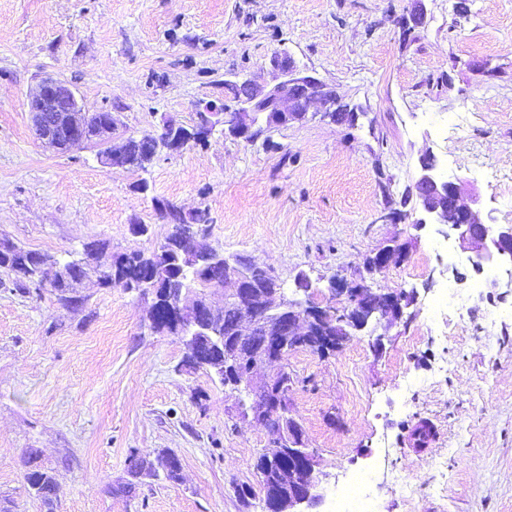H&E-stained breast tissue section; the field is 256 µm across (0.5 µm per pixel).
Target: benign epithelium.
Returning a JSON list of instances; mask_svg holds the SVG:
<instances>
[{
  "label": "benign epithelium",
  "instance_id": "benign-epithelium-1",
  "mask_svg": "<svg viewBox=\"0 0 512 512\" xmlns=\"http://www.w3.org/2000/svg\"><path fill=\"white\" fill-rule=\"evenodd\" d=\"M275 74V83H259L238 73L227 74L224 84L233 94L208 101L197 108L194 139L209 138L219 125L233 131L236 139H246L257 125L259 117L271 116L268 128L285 127L306 119L310 103L320 104L322 116L330 122L358 118L357 108L336 100V91L325 82L309 75L297 66L288 49L274 51L268 60ZM26 110L31 116L34 138L58 152H69L90 143L101 150L97 160L107 166L129 165L130 153L151 162L162 154L181 149L185 140L180 125L167 122L159 134L129 135L114 144L116 122L113 116L102 118L97 132L90 133L85 125L87 109L72 87L61 79L46 77L27 98ZM437 160L428 154L421 160V171L414 184L416 207L424 217L416 220L420 227L430 218L436 224H446L469 250L474 269L495 258L512 261V224H493L485 220L480 208L461 204L464 181H443L434 171ZM166 217L180 225L179 237L189 247L187 267L203 262L221 270L213 288L227 284L232 293L224 303L232 304L238 314L233 336L223 332V311L209 302V292L178 290L167 299L175 315L170 323L178 336L189 346L186 366L210 367V353L221 354V374L228 376L225 386L236 393L242 417L262 423L280 433L274 448L264 454L261 471L265 512H308L318 507L320 479L315 472V460L304 446L298 421L293 417L289 390L283 380V363L288 354L304 342H311L318 353L326 356L340 348L342 339L326 329L324 318L336 299L344 305L336 315L347 316L362 330L372 322L393 323L403 315V309L413 302V294L404 290H374L365 279L353 280L337 274L328 281L322 299L310 292L312 283L306 274L305 301L288 298L283 284L273 279L262 286L251 279L258 266L244 257L227 258L216 248L199 249L197 238L205 233L198 224L185 222L181 210L161 204ZM403 253L400 245L376 252L367 262L368 274L382 272L392 253ZM282 367L257 381L254 373L273 363Z\"/></svg>",
  "mask_w": 512,
  "mask_h": 512
}]
</instances>
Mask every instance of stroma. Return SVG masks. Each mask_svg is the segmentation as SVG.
<instances>
[{
  "instance_id": "1",
  "label": "stroma",
  "mask_w": 512,
  "mask_h": 512,
  "mask_svg": "<svg viewBox=\"0 0 512 512\" xmlns=\"http://www.w3.org/2000/svg\"><path fill=\"white\" fill-rule=\"evenodd\" d=\"M415 10L426 25L403 29ZM280 48L360 107L355 126L312 113L271 131L277 152L217 131L157 159L145 195L138 173L97 162V146L60 153L32 135L25 102L43 77L141 134L192 124L198 102L223 97L225 73L272 82ZM428 153L442 179L468 181L464 202L512 224V0H0V238L58 254L97 240L146 251L168 231L158 199L207 210L205 241L225 255L289 289L307 273L321 290L405 244L369 281L415 292L400 320L327 356H288L321 512L361 475L372 512H512V264L474 271L441 225L388 220ZM136 221L151 235L131 234ZM74 291L82 308L48 286L0 288V495L13 512H40L23 480L29 448L56 479V512H263L235 489L258 487L275 432L239 419L214 374L184 368L181 340L150 329L147 299L93 278ZM442 296L439 325L427 309ZM422 420L437 440L416 454L407 435ZM161 449L179 456L181 481L120 492L131 453Z\"/></svg>"
}]
</instances>
